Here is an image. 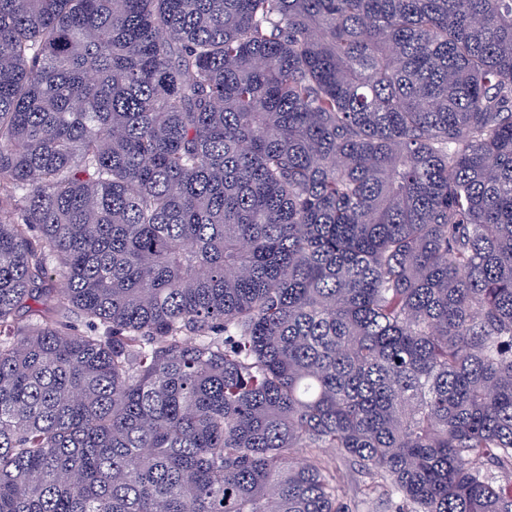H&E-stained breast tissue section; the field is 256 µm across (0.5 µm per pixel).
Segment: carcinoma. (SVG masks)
Returning a JSON list of instances; mask_svg holds the SVG:
<instances>
[{"label":"carcinoma","mask_w":512,"mask_h":512,"mask_svg":"<svg viewBox=\"0 0 512 512\" xmlns=\"http://www.w3.org/2000/svg\"><path fill=\"white\" fill-rule=\"evenodd\" d=\"M316 448L512 512V0H0V512H349Z\"/></svg>","instance_id":"cac0c4a2"}]
</instances>
